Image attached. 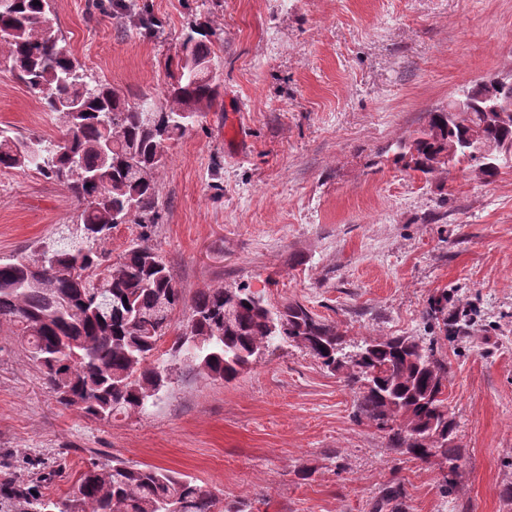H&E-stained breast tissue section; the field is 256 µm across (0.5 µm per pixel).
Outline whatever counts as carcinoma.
Wrapping results in <instances>:
<instances>
[{"label":"carcinoma","mask_w":512,"mask_h":512,"mask_svg":"<svg viewBox=\"0 0 512 512\" xmlns=\"http://www.w3.org/2000/svg\"><path fill=\"white\" fill-rule=\"evenodd\" d=\"M136 22L152 35L158 21L146 3ZM217 31L195 24L182 42L178 73L167 87V108L141 112L107 83L90 79L53 30L50 0H0V58L63 123L57 140L23 137L0 126V171L34 169L67 185L82 205L74 227L35 250L46 256L0 260V322L15 326L26 357L57 401L108 421L140 412L181 357L207 375L229 382L277 341L303 345L331 372L343 371L356 392V416L388 431L392 445L427 462L448 463L452 485L461 450L453 446L448 408V363L439 340L460 337L469 314L449 293L433 298L426 316L438 335L368 337L346 352L336 326L299 302L268 306L248 287L198 293L192 316L166 352L160 342L182 304L181 291L150 244L162 223L156 175L167 143L183 136L210 110L222 84L211 74ZM469 112L435 111L418 136L400 142L394 163L423 175L467 162L487 178L512 167V114L487 111L479 86ZM479 143L497 150L488 158ZM120 224L139 235L116 260L101 244ZM0 499H20L24 512H224L223 498L186 475L124 464L80 472L63 499L38 496L11 473L0 474Z\"/></svg>","instance_id":"carcinoma-1"}]
</instances>
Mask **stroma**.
Here are the masks:
<instances>
[{"instance_id": "1", "label": "stroma", "mask_w": 512, "mask_h": 512, "mask_svg": "<svg viewBox=\"0 0 512 512\" xmlns=\"http://www.w3.org/2000/svg\"><path fill=\"white\" fill-rule=\"evenodd\" d=\"M156 36L117 23L108 0H53L54 31L87 75L165 107L192 24L223 30V90L170 142L153 243L183 303L246 286L297 301L348 344L429 336L426 310L456 290L478 313L445 344L448 406L463 455L399 454L357 420L356 394L303 346L282 341L232 382L176 363L153 404L99 421L60 405L0 324V470L68 494L91 464L190 476L242 512H512V170L461 163L436 177L392 162L398 141L486 77L512 80V0H151ZM59 138L38 94L0 64V126ZM80 209L33 170L0 172V259L58 237Z\"/></svg>"}]
</instances>
